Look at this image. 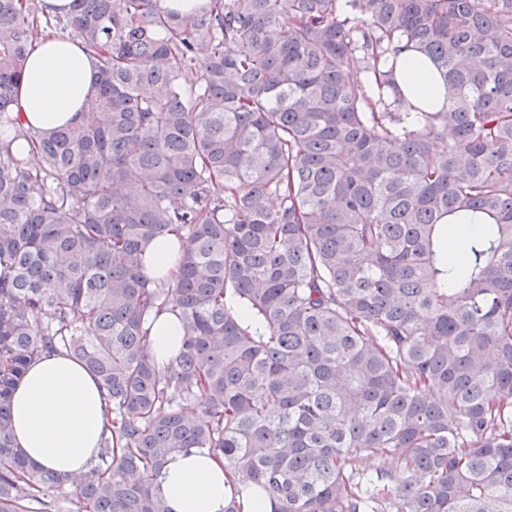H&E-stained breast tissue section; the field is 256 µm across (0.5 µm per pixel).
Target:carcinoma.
<instances>
[{
    "label": "carcinoma",
    "instance_id": "cac0c4a2",
    "mask_svg": "<svg viewBox=\"0 0 512 512\" xmlns=\"http://www.w3.org/2000/svg\"><path fill=\"white\" fill-rule=\"evenodd\" d=\"M48 31L98 77L40 132L11 106ZM409 48L446 111H404ZM6 125L39 162L0 139V512H169L158 477L191 448L274 512H512V0H0ZM45 352L104 389L84 472L13 443ZM178 254L177 238L173 234H165L156 238L147 248L143 271L151 278L163 274L167 276L176 269ZM149 349L154 361L167 366L176 356L181 344L179 321L171 314H160L150 327Z\"/></svg>",
    "mask_w": 512,
    "mask_h": 512
}]
</instances>
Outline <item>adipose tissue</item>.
I'll use <instances>...</instances> for the list:
<instances>
[{"label":"adipose tissue","mask_w":512,"mask_h":512,"mask_svg":"<svg viewBox=\"0 0 512 512\" xmlns=\"http://www.w3.org/2000/svg\"><path fill=\"white\" fill-rule=\"evenodd\" d=\"M95 72L94 59L72 42L42 37L26 63L13 109L33 130L73 122L88 105ZM396 81L408 111H441V79L421 53L401 54ZM181 339L178 320L168 313L159 315L150 327L154 361L170 364ZM108 425L103 389L85 367L62 353L34 361L12 397L15 445L31 464L62 475L93 464ZM159 486L170 512H224V499L232 491L223 460L197 449L171 457Z\"/></svg>","instance_id":"obj_1"}]
</instances>
